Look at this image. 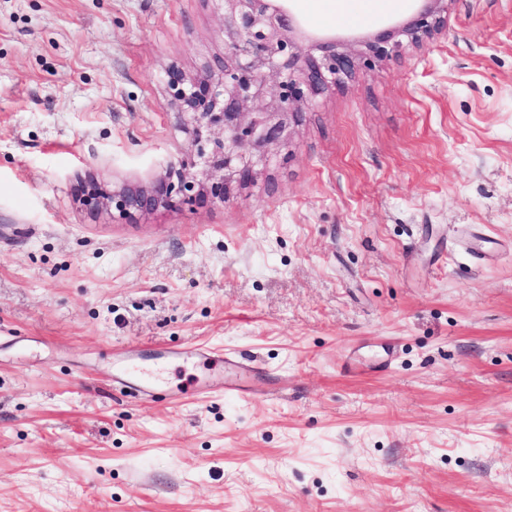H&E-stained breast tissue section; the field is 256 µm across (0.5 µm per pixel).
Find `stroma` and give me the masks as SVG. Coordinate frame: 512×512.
I'll list each match as a JSON object with an SVG mask.
<instances>
[{"label":"stroma","mask_w":512,"mask_h":512,"mask_svg":"<svg viewBox=\"0 0 512 512\" xmlns=\"http://www.w3.org/2000/svg\"><path fill=\"white\" fill-rule=\"evenodd\" d=\"M296 7L317 34L378 18ZM223 55L222 0H0V512H512V0H451L237 200L82 210L77 177L142 182L183 144L165 66ZM200 344L264 372L112 381ZM112 380L123 385L132 393L148 399L153 397L154 387L160 382V377L155 372L145 370L138 360L130 359L120 373L112 376Z\"/></svg>","instance_id":"obj_1"}]
</instances>
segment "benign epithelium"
Returning <instances> with one entry per match:
<instances>
[{"label": "benign epithelium", "mask_w": 512, "mask_h": 512, "mask_svg": "<svg viewBox=\"0 0 512 512\" xmlns=\"http://www.w3.org/2000/svg\"><path fill=\"white\" fill-rule=\"evenodd\" d=\"M450 0H409L361 36L306 30L292 0H224V58L218 70H166L169 104L187 135L176 161L150 180L117 185L84 177L83 209L135 223L161 211L222 206L259 184L274 153L288 150L316 99L374 70L405 44L420 46L448 28Z\"/></svg>", "instance_id": "benign-epithelium-1"}]
</instances>
